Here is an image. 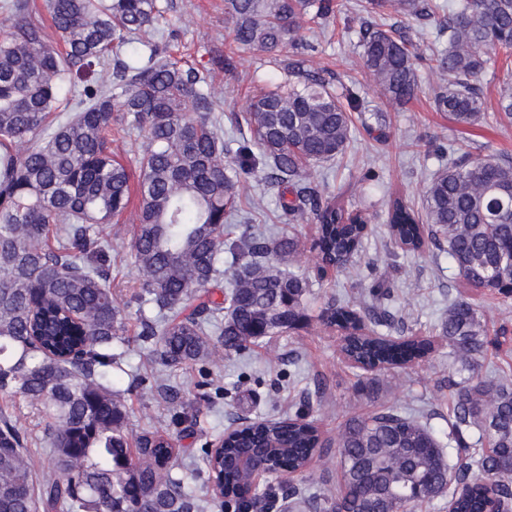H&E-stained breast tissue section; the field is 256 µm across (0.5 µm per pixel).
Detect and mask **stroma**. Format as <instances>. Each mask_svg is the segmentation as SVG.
Returning a JSON list of instances; mask_svg holds the SVG:
<instances>
[{"mask_svg":"<svg viewBox=\"0 0 512 512\" xmlns=\"http://www.w3.org/2000/svg\"><path fill=\"white\" fill-rule=\"evenodd\" d=\"M167 3L160 30L201 73L212 75L223 113L245 115L252 91L284 78L292 65L320 73L335 90L347 88L360 95L362 109L352 115L354 132L345 153L317 167L309 183L345 213L368 218L369 230L346 269L321 273L311 249L316 224L307 220L290 225L302 252L287 269L308 277L312 284L307 324L241 352L223 351L207 361L167 368L154 361L150 343L138 337L140 324L131 301L141 275L129 261L133 215L125 213L109 224L108 240L118 256L112 264V287L119 303L126 306L130 339L122 363L129 438L146 429L169 438L179 450L178 464L189 469V480L198 494L208 497L207 512L224 509L211 496L203 460L218 433L244 423L298 414L315 421L329 447L314 457L308 476H293L290 484L302 488L308 478H319L335 492L340 489V466L334 444L352 418L391 407L421 416L440 439H447L448 375L457 365L449 359L448 347L435 327L447 315L449 301L459 296L470 299L483 312L490 337L498 341L482 361V375L512 370V298H494L467 285L447 253L435 246L417 253L394 247L386 213L390 201L398 196L422 202L427 183L442 166L438 146L512 155V126L496 125L493 104L480 125L469 129L434 111L433 98L448 82L447 75L429 60L433 48L448 41L436 25H421L392 12L386 15V23L396 24L421 56L416 99L396 105L381 95L364 68L361 48L342 36L341 23L329 20L303 29L301 48L282 50L272 58L248 49L229 52L224 0ZM228 54L234 64L229 71L224 68ZM335 296L388 314L389 323L376 328L381 335L431 339L434 348L428 359L374 372L347 360L340 350L342 330L322 318ZM1 410L11 412L27 434L37 468L51 471L46 436L35 407L0 397Z\"/></svg>","mask_w":512,"mask_h":512,"instance_id":"35a3bbf8","label":"stroma"}]
</instances>
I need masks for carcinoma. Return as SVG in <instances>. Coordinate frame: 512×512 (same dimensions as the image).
<instances>
[{
  "instance_id": "1",
  "label": "carcinoma",
  "mask_w": 512,
  "mask_h": 512,
  "mask_svg": "<svg viewBox=\"0 0 512 512\" xmlns=\"http://www.w3.org/2000/svg\"><path fill=\"white\" fill-rule=\"evenodd\" d=\"M57 43H48L30 0L0 37V395L36 407L51 448L53 474L36 472L28 437L0 412V512H200L195 489L175 470L170 440L145 431L130 448L127 409L112 376L122 356V311L112 294L111 246L104 226L130 204V172L114 158L112 128L142 136L131 259L142 272L137 315L142 340L169 368L237 351L306 320L307 278L284 269L295 237L260 239L251 225L224 238L241 210L237 177L224 165V129L206 76L161 46L160 0H46ZM393 9L448 31L433 53L448 75L434 110L462 127L484 119L481 76L491 51L512 50V0H454L448 16L433 0H365L369 17ZM344 0H224V23L236 47L274 54L296 46L305 24L345 14ZM365 67L382 95L407 104L419 78L413 44L394 26L356 31ZM119 57L116 82L78 85ZM360 99L337 94L317 72L257 89L244 117L251 133L237 151L238 169L258 173L279 195L280 218L318 223L317 257L346 268L367 231L362 216L344 218L315 191L299 187L308 171L342 154ZM512 123V73H503L497 108ZM292 198H287V194ZM419 215L397 197L388 223L401 248L446 250L470 286L508 296L512 284V157L457 154L425 188ZM233 270L222 301H187ZM327 322L346 331L362 316L347 304L325 308ZM448 355L468 376H448L455 404L448 418V455L436 434L388 408L350 420L338 437L342 488L321 496L295 489L308 512H414L446 493L451 512H512V386L480 376L491 344L479 308L465 298L448 305L436 327ZM418 336L345 339L357 361L401 365L426 358ZM286 452L280 464L305 472L321 450L312 422L301 415L261 420L207 453L212 483L224 482L236 503L262 504L266 490L224 458L271 440Z\"/></svg>"
}]
</instances>
